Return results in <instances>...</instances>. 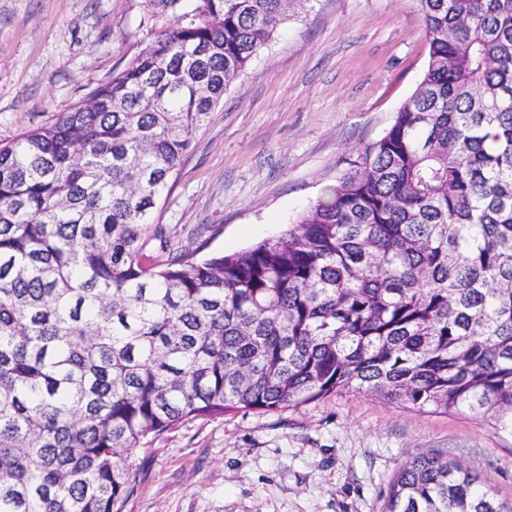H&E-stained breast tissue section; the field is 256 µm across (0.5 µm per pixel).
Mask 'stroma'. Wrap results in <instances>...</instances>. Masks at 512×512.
I'll return each mask as SVG.
<instances>
[{"instance_id":"35a3bbf8","label":"stroma","mask_w":512,"mask_h":512,"mask_svg":"<svg viewBox=\"0 0 512 512\" xmlns=\"http://www.w3.org/2000/svg\"><path fill=\"white\" fill-rule=\"evenodd\" d=\"M177 22L150 0H0V145L70 111ZM427 62L411 0H305L228 87L153 223L201 258L278 237L384 133ZM146 445L125 512H379L422 452L512 496V435L491 421L348 391L186 419Z\"/></svg>"}]
</instances>
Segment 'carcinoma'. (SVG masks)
Masks as SVG:
<instances>
[{"instance_id": "1", "label": "carcinoma", "mask_w": 512, "mask_h": 512, "mask_svg": "<svg viewBox=\"0 0 512 512\" xmlns=\"http://www.w3.org/2000/svg\"><path fill=\"white\" fill-rule=\"evenodd\" d=\"M88 101L0 146V512H124L144 438L342 391L512 434V0H414L422 80L277 238L197 259L151 217L304 0H152ZM382 512H512L420 453Z\"/></svg>"}]
</instances>
